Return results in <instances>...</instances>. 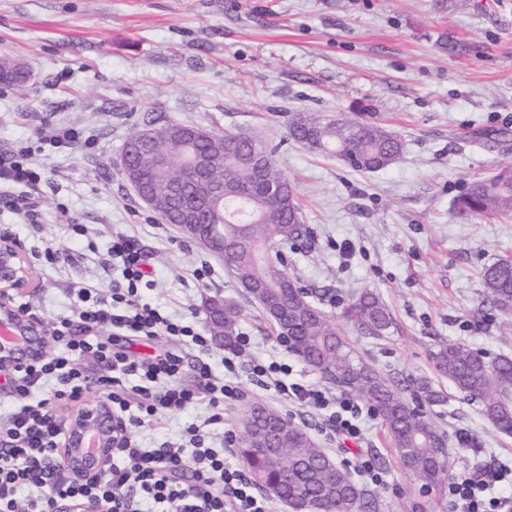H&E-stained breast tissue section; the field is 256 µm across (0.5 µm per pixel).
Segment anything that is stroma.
Masks as SVG:
<instances>
[{
	"label": "stroma",
	"instance_id": "stroma-1",
	"mask_svg": "<svg viewBox=\"0 0 512 512\" xmlns=\"http://www.w3.org/2000/svg\"><path fill=\"white\" fill-rule=\"evenodd\" d=\"M446 39L467 52H448ZM0 58L29 71L22 88L0 83V149L36 147L48 179L39 223L0 207V231L31 263L34 289L20 299L30 313L47 323L73 315L79 288L120 281L110 242L118 232L133 236L151 270L141 295L153 306L205 336L209 299L242 311L239 329L251 338L238 357L243 396L225 404L210 447L222 448L250 405L270 406L339 464L372 456L383 481L365 488L378 512H454L447 485H425L402 468L380 418L364 421L356 444L332 437L328 412L256 386V359L284 357L294 380L320 378L283 355L271 321L223 259L160 224L116 165L130 133L150 121L245 132L275 147L297 195L305 231L278 252L308 299L367 363L401 385L423 380L443 395L427 413L447 440L449 471L492 455L512 460V435L496 431L431 359L448 340L512 357V327L484 302L481 280L486 267L512 258V218L452 217L471 181L512 160V149L474 140L480 131H512V0H0ZM366 108L404 141L401 160L387 169L360 173L288 137L292 113ZM62 124L84 129L91 144L40 147ZM62 205L86 235L61 223ZM48 247L56 263L45 261ZM205 265L209 276L196 279ZM365 289L390 308L383 334L360 329L351 312ZM209 414L203 401L129 434L146 446L176 442ZM462 436L468 449L458 445Z\"/></svg>",
	"mask_w": 512,
	"mask_h": 512
}]
</instances>
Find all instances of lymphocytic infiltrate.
Listing matches in <instances>:
<instances>
[{"instance_id":"obj_1","label":"lymphocytic infiltrate","mask_w":512,"mask_h":512,"mask_svg":"<svg viewBox=\"0 0 512 512\" xmlns=\"http://www.w3.org/2000/svg\"><path fill=\"white\" fill-rule=\"evenodd\" d=\"M34 155L28 146L0 151V206L32 224L39 219L36 200L43 185ZM109 251L121 267V283L106 296L93 288L79 289L81 309L48 329L54 353L5 372L13 404L7 422L0 423V512H53L57 501L90 497L101 500L107 512H143L146 503L159 512H271L268 499L230 463V449L206 444L211 426L224 420L225 403L241 394L235 356H226L223 374H216L202 357L207 337L142 300L138 287L146 276L145 252L137 239L115 234ZM161 334L198 351L196 385L180 381L184 352L136 360L115 346L120 336ZM89 357L104 369L98 380L100 397L130 426L154 425L159 414L182 412L203 400L211 413L187 427L182 444L145 448L127 439L113 450L112 462L99 479L65 480L57 448L67 426L63 405L82 399L83 363ZM291 372L281 360L257 359L251 365L257 384L283 400L331 409L337 434L362 438L361 422L372 415V408L351 396L292 381ZM47 381L56 382V389L49 397H37L35 386ZM502 482L512 483V463L498 460L457 472L448 479V499L461 512H512V499L494 494Z\"/></svg>"}]
</instances>
